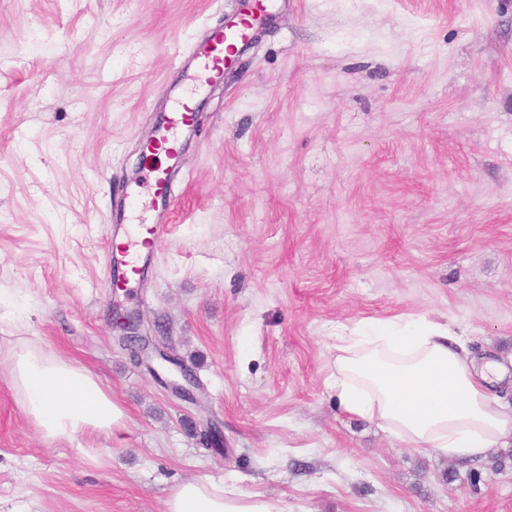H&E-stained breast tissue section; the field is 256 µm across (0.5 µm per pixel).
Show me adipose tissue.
<instances>
[{
    "instance_id": "adipose-tissue-1",
    "label": "adipose tissue",
    "mask_w": 512,
    "mask_h": 512,
    "mask_svg": "<svg viewBox=\"0 0 512 512\" xmlns=\"http://www.w3.org/2000/svg\"><path fill=\"white\" fill-rule=\"evenodd\" d=\"M333 385L348 413L401 430L415 448H439L460 459L512 443V415L486 388L502 380L494 362L474 365L458 327L425 318L371 325L365 336L337 332ZM11 374L25 412L48 440L87 432L108 435L125 412L97 376L35 350L11 354ZM166 512H274L261 495L206 481L172 490Z\"/></svg>"
}]
</instances>
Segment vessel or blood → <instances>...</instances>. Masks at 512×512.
<instances>
[{"label": "vessel or blood", "mask_w": 512, "mask_h": 512, "mask_svg": "<svg viewBox=\"0 0 512 512\" xmlns=\"http://www.w3.org/2000/svg\"><path fill=\"white\" fill-rule=\"evenodd\" d=\"M267 10L268 7L263 0H256L254 7L239 13L232 26L212 33L206 42L195 46L193 50L195 75L192 80V90L197 91L204 86L220 81L233 47L250 38L256 16L266 13ZM189 122V100L177 101L173 106L167 130L159 136L169 158H176L179 134L188 126ZM145 169L151 176L152 192L149 200L132 205L130 217L136 228L127 233L123 243L127 258L124 277L128 280L141 274L140 259L142 255L151 253L161 237V225L147 223L144 213L153 209L155 201L166 199L171 194L168 170L150 163L146 164Z\"/></svg>", "instance_id": "1"}]
</instances>
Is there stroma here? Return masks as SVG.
<instances>
[{"instance_id":"obj_1","label":"stroma","mask_w":512,"mask_h":512,"mask_svg":"<svg viewBox=\"0 0 512 512\" xmlns=\"http://www.w3.org/2000/svg\"><path fill=\"white\" fill-rule=\"evenodd\" d=\"M241 8L0 0V512H165L200 480L277 512H512L511 444L460 463L332 387L338 327L424 317L503 365L512 413V0H284L198 92L158 249L113 291L136 159ZM117 305L201 405L121 349ZM25 346L90 370L123 424L45 440L6 358Z\"/></svg>"}]
</instances>
